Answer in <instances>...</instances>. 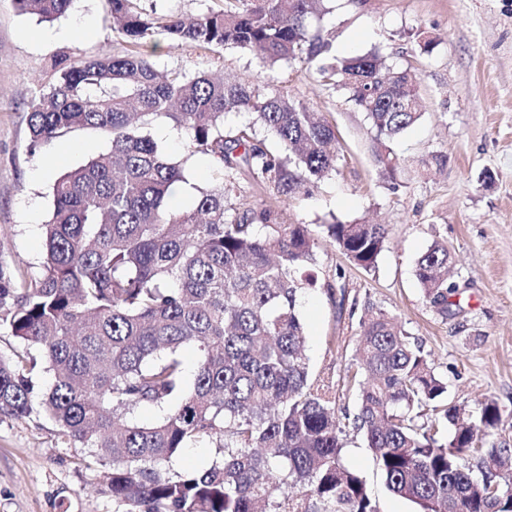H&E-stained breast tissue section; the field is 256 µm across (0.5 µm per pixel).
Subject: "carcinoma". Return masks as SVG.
Wrapping results in <instances>:
<instances>
[{"instance_id": "cac0c4a2", "label": "carcinoma", "mask_w": 512, "mask_h": 512, "mask_svg": "<svg viewBox=\"0 0 512 512\" xmlns=\"http://www.w3.org/2000/svg\"><path fill=\"white\" fill-rule=\"evenodd\" d=\"M113 32L131 46L121 57L64 58L28 106L32 144L91 129L109 144L60 175L52 187L45 250L37 272L0 261V329L25 347L0 358V413L44 412L68 444L106 452L104 492L114 512H377L365 480L343 462L345 436H363L387 489L418 512H512V448L488 442L478 478L462 453L476 431L498 428L497 404L479 421L445 403L448 383L392 316L364 308L348 377L358 410L340 406L332 382L315 378L305 355L299 297L317 287L315 231L281 224L279 204L336 170L333 124L258 80L215 79L175 69L162 75L159 37L203 49L249 51L262 68L315 66L321 85L341 88L365 113L380 176L397 184L392 145L419 121L410 70L376 54L336 55L309 36L324 0H224L194 17H153L138 0H107ZM73 0H15L45 22ZM248 110L253 123L224 129ZM166 118L185 132L190 154L208 157L217 183L195 188L173 210L172 186L188 183L146 129ZM281 145L274 152L255 126ZM248 173L270 201L228 215L226 193ZM328 236L356 267L375 268L384 224H330ZM452 255L433 242L416 277L448 316ZM201 351L187 379L182 350ZM50 384L34 400L36 371ZM142 407L153 421L137 420ZM209 440L221 457L206 469H171L182 448ZM282 488L280 496L272 488Z\"/></svg>"}]
</instances>
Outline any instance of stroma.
<instances>
[{"instance_id":"35a3bbf8","label":"stroma","mask_w":512,"mask_h":512,"mask_svg":"<svg viewBox=\"0 0 512 512\" xmlns=\"http://www.w3.org/2000/svg\"><path fill=\"white\" fill-rule=\"evenodd\" d=\"M311 29L331 38L338 55L373 52L394 68H412L423 115L393 144L402 172L392 190L377 174L370 125L345 91L327 90L299 63L272 74L276 89L332 122L341 149L338 172L282 204L281 223L369 221L389 230L370 271L320 237L319 286L300 300L310 371L343 384L355 369L360 318L373 306L396 316L422 345L448 381L450 404L476 415L484 399L495 401L502 418L495 439L512 447V0H331L330 13ZM428 40L434 48L426 53ZM128 49L112 30L107 0H74L52 22L0 0V261L38 266L55 179L108 146L93 130L31 146L27 109L51 62ZM154 61L163 73H260L247 50L166 39ZM149 133L195 186L212 185L213 166L189 154L182 131L163 118ZM431 153L445 155L446 166L420 174V159ZM435 240L448 244V280L458 287L444 316L415 276ZM344 462L364 477L378 512H417L386 490L361 434L348 433ZM103 471L102 459L70 448L48 416L0 415V512H113L100 491Z\"/></svg>"}]
</instances>
